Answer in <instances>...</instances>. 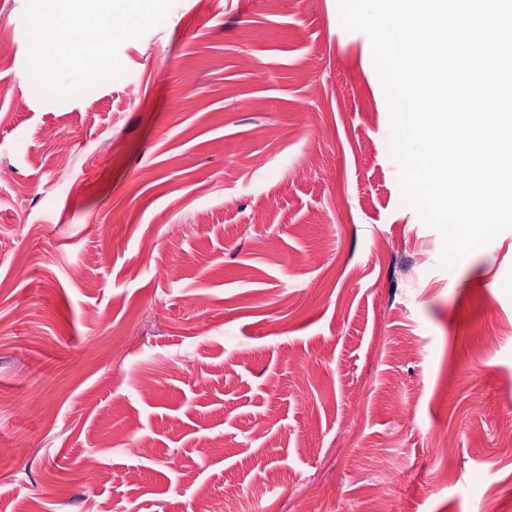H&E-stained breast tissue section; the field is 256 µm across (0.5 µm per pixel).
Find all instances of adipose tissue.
<instances>
[{
	"instance_id": "ef3b65f1",
	"label": "adipose tissue",
	"mask_w": 512,
	"mask_h": 512,
	"mask_svg": "<svg viewBox=\"0 0 512 512\" xmlns=\"http://www.w3.org/2000/svg\"><path fill=\"white\" fill-rule=\"evenodd\" d=\"M113 19V0H95V8L90 12H53L45 15L38 25L34 46L38 71L44 82L50 86L54 85L56 77L70 67L72 57L60 46L62 28L100 26L104 28L107 36L114 37L118 31L112 24Z\"/></svg>"
}]
</instances>
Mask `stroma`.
Returning <instances> with one entry per match:
<instances>
[{
    "label": "stroma",
    "instance_id": "35a3bbf8",
    "mask_svg": "<svg viewBox=\"0 0 512 512\" xmlns=\"http://www.w3.org/2000/svg\"><path fill=\"white\" fill-rule=\"evenodd\" d=\"M51 6L0 0V512H512V229L442 267L338 0H140L52 88Z\"/></svg>",
    "mask_w": 512,
    "mask_h": 512
}]
</instances>
